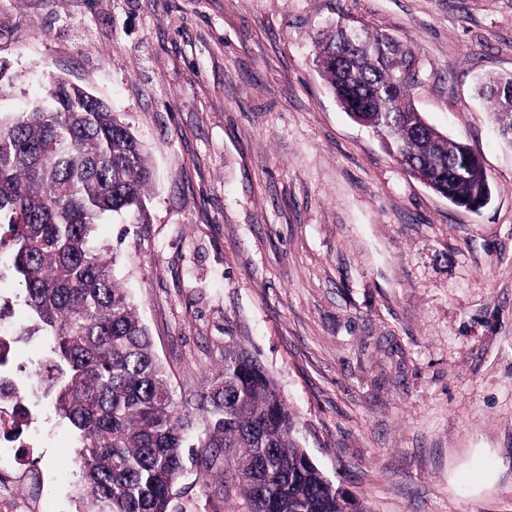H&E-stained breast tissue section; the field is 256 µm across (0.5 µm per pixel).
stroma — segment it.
Instances as JSON below:
<instances>
[{
  "label": "stroma",
  "instance_id": "stroma-1",
  "mask_svg": "<svg viewBox=\"0 0 512 512\" xmlns=\"http://www.w3.org/2000/svg\"><path fill=\"white\" fill-rule=\"evenodd\" d=\"M407 42L422 117L479 154L472 213L340 107L314 41L340 22ZM512 72V0H0V115L53 76L146 148L145 220L98 225L176 401L236 345L311 461L367 512H512V145L479 85ZM44 336L12 366L51 433L39 512H80L76 439L48 407ZM190 467L175 512H230Z\"/></svg>",
  "mask_w": 512,
  "mask_h": 512
}]
</instances>
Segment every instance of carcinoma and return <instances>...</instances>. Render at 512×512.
Instances as JSON below:
<instances>
[{
	"label": "carcinoma",
	"mask_w": 512,
	"mask_h": 512,
	"mask_svg": "<svg viewBox=\"0 0 512 512\" xmlns=\"http://www.w3.org/2000/svg\"><path fill=\"white\" fill-rule=\"evenodd\" d=\"M322 76L405 169L461 208L490 192L462 141L427 124L411 102L416 57L382 32L338 24L317 42ZM512 144V74L480 88ZM152 170L138 139L106 102L78 100L63 79L42 102L0 119V260L24 293L31 325L52 337L41 363L44 397L78 435L76 490L92 512H173L184 449L223 468L234 512H366L298 446L292 413L256 357L224 352L198 394L197 418L175 402L148 330L116 283L96 226L138 219Z\"/></svg>",
	"instance_id": "carcinoma-1"
}]
</instances>
